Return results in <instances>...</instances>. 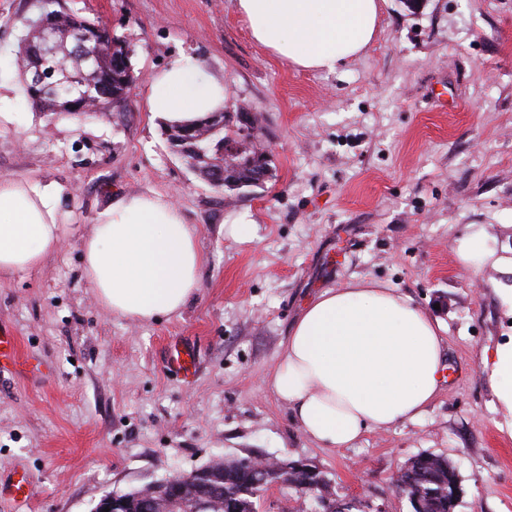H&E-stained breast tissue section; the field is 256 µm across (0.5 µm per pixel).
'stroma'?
Listing matches in <instances>:
<instances>
[{
	"mask_svg": "<svg viewBox=\"0 0 512 512\" xmlns=\"http://www.w3.org/2000/svg\"><path fill=\"white\" fill-rule=\"evenodd\" d=\"M126 42L136 83L100 114L41 112L16 52L36 0H0V178L62 185L68 220L34 271L0 275V329L49 367L0 381V481L34 487L0 512H93L126 492L214 457L305 460L344 499L411 512L395 472L447 456L455 512H512V435L495 405L484 350L512 342L501 296L512 271L464 267L457 248L483 232L512 258V0H385L376 35L337 71L293 67L253 42L234 0H67ZM222 78L228 105L256 113L271 177L225 196L171 147L146 110L156 72L181 57ZM158 192L194 229L197 295L146 324L112 316L82 274L81 240L113 195ZM257 220L236 240L225 222ZM364 280L409 294L444 327L442 389L419 420L321 448L271 386L282 342L321 291ZM195 355L172 375V345Z\"/></svg>",
	"mask_w": 512,
	"mask_h": 512,
	"instance_id": "stroma-1",
	"label": "stroma"
}]
</instances>
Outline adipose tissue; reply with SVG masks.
Instances as JSON below:
<instances>
[{"label":"adipose tissue","mask_w":512,"mask_h":512,"mask_svg":"<svg viewBox=\"0 0 512 512\" xmlns=\"http://www.w3.org/2000/svg\"><path fill=\"white\" fill-rule=\"evenodd\" d=\"M252 39L305 70L333 72L376 34L379 0H236ZM223 80L186 58L157 72L147 108L161 127L223 109ZM55 183L0 179V272L38 267L63 240ZM84 276L113 315L150 322L180 313L200 288L203 256L172 199L119 195L83 238ZM441 323L410 296L361 280L323 290L302 310L272 374L300 429L347 448L367 431L420 419L436 398L446 346ZM499 405L512 414V345L484 357Z\"/></svg>","instance_id":"adipose-tissue-1"}]
</instances>
